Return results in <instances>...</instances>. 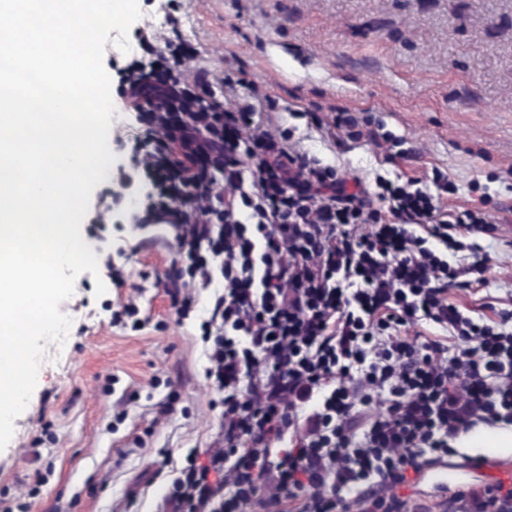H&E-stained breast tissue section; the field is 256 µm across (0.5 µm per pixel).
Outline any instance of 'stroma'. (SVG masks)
<instances>
[{"mask_svg": "<svg viewBox=\"0 0 512 512\" xmlns=\"http://www.w3.org/2000/svg\"><path fill=\"white\" fill-rule=\"evenodd\" d=\"M136 28L164 36L177 12L182 36L215 75L241 73L278 101L276 119L301 149L365 179L446 171L449 206L481 208L495 227L482 237L489 284L456 288L464 308L512 304V0H139ZM345 108L404 138L387 163L367 140L332 145L300 112L308 102ZM173 250L155 243L128 263L141 294L108 288L95 296L83 273L59 309L71 320L63 348L47 344L36 388L0 451V508L39 512H153L165 479L148 469L159 451L173 463L206 448L218 408L205 378L199 325L210 303L176 323L154 272ZM134 297L146 325L110 323L113 305ZM62 357H55V350ZM179 384L178 411L155 406ZM139 486L135 502L129 487Z\"/></svg>", "mask_w": 512, "mask_h": 512, "instance_id": "1", "label": "stroma"}]
</instances>
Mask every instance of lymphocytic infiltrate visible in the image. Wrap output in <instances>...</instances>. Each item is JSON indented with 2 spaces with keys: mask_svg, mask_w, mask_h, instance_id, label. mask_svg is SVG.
<instances>
[{
  "mask_svg": "<svg viewBox=\"0 0 512 512\" xmlns=\"http://www.w3.org/2000/svg\"><path fill=\"white\" fill-rule=\"evenodd\" d=\"M138 49L121 95L167 109L135 115L146 193L129 221L170 234L154 285L178 319L221 285L201 326L216 436L180 467L156 462L171 474L156 512H512L500 479L412 493L461 435L512 426V310L449 297L460 277L489 282L484 211L448 208L438 171L428 188L339 176L275 123L263 86L200 64L184 79L195 49L179 32H139ZM304 116L334 144L396 141L355 112ZM461 252L471 264H453Z\"/></svg>",
  "mask_w": 512,
  "mask_h": 512,
  "instance_id": "obj_1",
  "label": "lymphocytic infiltrate"
}]
</instances>
